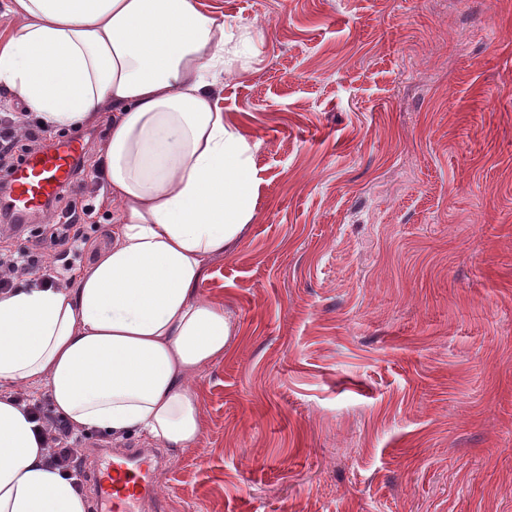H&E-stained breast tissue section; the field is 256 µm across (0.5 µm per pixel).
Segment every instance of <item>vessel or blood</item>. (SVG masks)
Here are the masks:
<instances>
[{
  "label": "vessel or blood",
  "mask_w": 512,
  "mask_h": 512,
  "mask_svg": "<svg viewBox=\"0 0 512 512\" xmlns=\"http://www.w3.org/2000/svg\"><path fill=\"white\" fill-rule=\"evenodd\" d=\"M84 151V140L72 138L27 157L9 176L13 211L23 218L39 212L72 183L74 165ZM159 466L144 448L106 455L96 475L101 512H137L152 504Z\"/></svg>",
  "instance_id": "vessel-or-blood-1"
}]
</instances>
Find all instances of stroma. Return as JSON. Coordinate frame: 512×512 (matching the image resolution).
Masks as SVG:
<instances>
[{"instance_id": "1", "label": "stroma", "mask_w": 512, "mask_h": 512, "mask_svg": "<svg viewBox=\"0 0 512 512\" xmlns=\"http://www.w3.org/2000/svg\"><path fill=\"white\" fill-rule=\"evenodd\" d=\"M254 217L200 293L232 334L169 512H512V0H199ZM83 230L114 229L107 186Z\"/></svg>"}]
</instances>
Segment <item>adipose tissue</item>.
<instances>
[{
    "mask_svg": "<svg viewBox=\"0 0 512 512\" xmlns=\"http://www.w3.org/2000/svg\"><path fill=\"white\" fill-rule=\"evenodd\" d=\"M0 89L49 130L110 111L102 163L118 228L74 288L0 295V512H89L46 462L15 388L42 387L77 431L172 455L202 431L193 379L221 360L223 305L198 290L254 215L256 149L219 105L240 50L198 0H10Z\"/></svg>",
    "mask_w": 512,
    "mask_h": 512,
    "instance_id": "ef3b65f1",
    "label": "adipose tissue"
}]
</instances>
